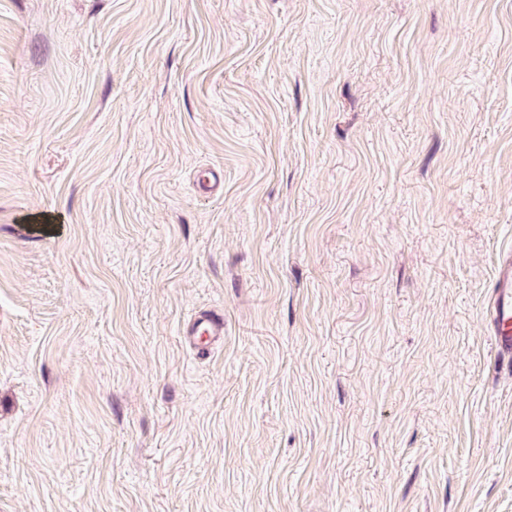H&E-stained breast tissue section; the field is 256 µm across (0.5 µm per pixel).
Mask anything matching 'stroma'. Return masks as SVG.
I'll return each mask as SVG.
<instances>
[{
	"instance_id": "35a3bbf8",
	"label": "stroma",
	"mask_w": 512,
	"mask_h": 512,
	"mask_svg": "<svg viewBox=\"0 0 512 512\" xmlns=\"http://www.w3.org/2000/svg\"><path fill=\"white\" fill-rule=\"evenodd\" d=\"M511 246L512 0H0V512H512ZM486 320L497 357L512 361V250L503 252L497 263ZM224 334V318L211 312H203L184 331V336L194 348L198 346L199 339L206 336L209 339H219Z\"/></svg>"
}]
</instances>
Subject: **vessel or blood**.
Instances as JSON below:
<instances>
[{"label":"vessel or blood","mask_w":512,"mask_h":512,"mask_svg":"<svg viewBox=\"0 0 512 512\" xmlns=\"http://www.w3.org/2000/svg\"><path fill=\"white\" fill-rule=\"evenodd\" d=\"M486 320L498 358L512 360V250L503 252L497 263ZM185 334L193 346L203 337L218 339L224 334V320L211 312L200 313Z\"/></svg>","instance_id":"1"}]
</instances>
